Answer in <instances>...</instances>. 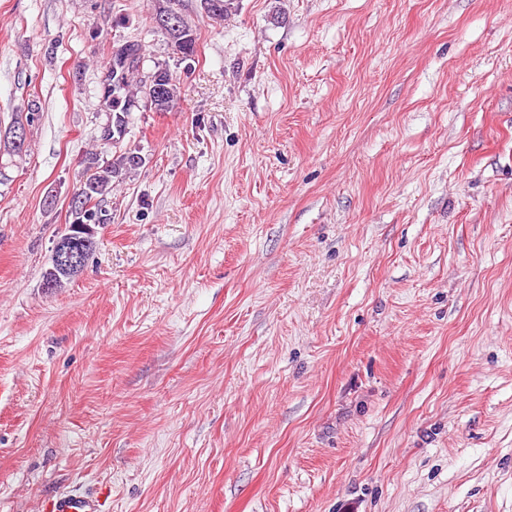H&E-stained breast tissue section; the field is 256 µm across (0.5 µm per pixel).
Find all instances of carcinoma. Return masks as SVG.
I'll return each mask as SVG.
<instances>
[{"instance_id": "1", "label": "carcinoma", "mask_w": 512, "mask_h": 512, "mask_svg": "<svg viewBox=\"0 0 512 512\" xmlns=\"http://www.w3.org/2000/svg\"><path fill=\"white\" fill-rule=\"evenodd\" d=\"M158 6L155 9V15L171 14L175 17L177 30L167 34V38L179 52L183 58L189 59L193 57L195 51V35L193 29L183 18L180 9L181 0H157ZM233 0H203L204 10L216 17L224 18L231 12ZM132 72H127L118 84L121 89L135 87V92L143 94L149 106L157 112H167L174 107L180 97V86L177 77L173 76L166 68H157L152 77L160 80L162 86L161 93L154 94L152 83H132ZM142 158L134 153H116L112 159L105 162L102 166L94 167L92 173L86 175L79 189L78 196L85 198V202L90 204L88 209L79 206L70 205V214L73 216V223L88 224H106L110 220L108 214L99 208V202L103 200L107 194L112 192V182L133 170L141 167ZM43 278L47 282L53 283V287L62 288L65 283L73 278V275L58 270L51 266L47 268L43 274Z\"/></svg>"}]
</instances>
